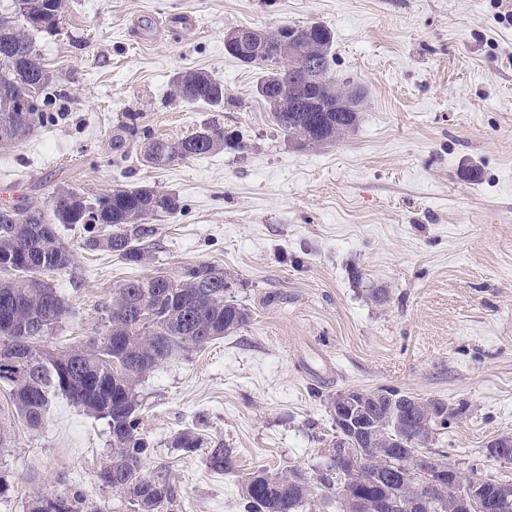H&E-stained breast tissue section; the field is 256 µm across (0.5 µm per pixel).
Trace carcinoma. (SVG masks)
<instances>
[{
  "instance_id": "cac0c4a2",
  "label": "carcinoma",
  "mask_w": 512,
  "mask_h": 512,
  "mask_svg": "<svg viewBox=\"0 0 512 512\" xmlns=\"http://www.w3.org/2000/svg\"><path fill=\"white\" fill-rule=\"evenodd\" d=\"M28 12L13 7L0 13V148L24 141L36 128L65 118L54 110L55 101L42 92L43 106L24 108L27 90L43 77L35 47L39 32L33 25L45 22V32L57 31L64 0H26ZM323 52L309 54L308 26L289 28L288 48L301 58L315 57V71L331 76L334 37L322 27ZM250 56L262 76L257 93L272 121L288 138L310 146L331 145L356 125V112H295L293 104L305 96L320 95L336 101L343 85L331 80L300 87L294 70L278 56V45L254 46ZM172 94L189 104L219 107L224 104V83L203 70L176 75ZM139 114L127 115L112 135V149L120 151L143 137L142 158L162 168L177 160L205 156L224 149L230 136L216 124L207 123L174 142L152 137L138 125ZM180 209L178 197L148 186L115 189L93 200L73 188L59 187L49 203L15 206L0 215V388L8 390L16 417L30 428L42 425L52 399L65 395L93 417L108 419L112 432V458L102 470L103 484L129 485L131 504L137 512H160L172 499L173 490L162 474L147 476L141 458L147 443L139 433L140 400L137 387L160 363L189 347H202L245 326L250 313L226 293L224 271L211 264L189 265L178 275L158 273L124 283L113 289L103 308L106 331L87 345L48 351L39 337L62 324L68 305L47 278L48 272L66 270L74 263L73 249L57 234L59 224H82L88 217L108 230L88 236L83 246L118 254L142 265L149 260L142 244L151 229L145 222L172 215ZM143 306L150 317L136 323L130 312ZM386 409L354 434L338 418L336 439L352 448L353 460L333 458L316 477L320 490L336 497L341 512H354L356 500H386L387 512H448V492L431 486V476L403 468L433 443L437 428L448 425V414L438 413L426 424L417 416L429 409L446 408L436 398H422L397 391H383ZM202 434L186 428L174 435L177 448L193 451L203 445ZM209 468L217 473L234 470L230 449L217 443L208 451ZM263 470L245 478L241 496L246 512H303L313 496L306 473L293 469L262 477ZM474 487L473 512H489L495 499L512 496V484L492 478L460 474L458 489Z\"/></svg>"
}]
</instances>
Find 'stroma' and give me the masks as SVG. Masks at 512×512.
<instances>
[{"mask_svg": "<svg viewBox=\"0 0 512 512\" xmlns=\"http://www.w3.org/2000/svg\"><path fill=\"white\" fill-rule=\"evenodd\" d=\"M501 13L495 0H66L58 32L36 35L67 118L0 150V208L46 205L59 186L93 198L144 185L182 204L152 221L144 265L59 226L76 258L51 279L71 312L43 345L97 340L113 288L192 264L223 268L251 314L138 386L142 469L173 489L161 512H245L240 484L258 469L317 476L336 435L328 398L349 389L446 402L433 450L512 483V463L486 452L512 436V23ZM314 22L334 34L333 78L365 98L352 131L312 148L272 123L259 69L231 57L224 35ZM189 69L223 82L222 108L172 96ZM130 112L160 139L211 122L245 147L155 169L136 144L112 149ZM0 425V512H28L38 493L133 512L100 479L107 420L59 395L32 430L0 388ZM188 427L206 447L174 446ZM214 442L232 449L233 472L209 469Z\"/></svg>", "mask_w": 512, "mask_h": 512, "instance_id": "stroma-1", "label": "stroma"}]
</instances>
